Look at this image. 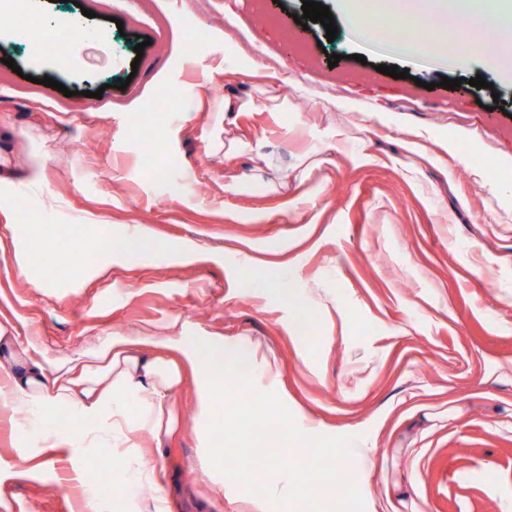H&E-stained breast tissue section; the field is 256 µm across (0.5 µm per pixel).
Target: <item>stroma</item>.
Returning a JSON list of instances; mask_svg holds the SVG:
<instances>
[{
  "mask_svg": "<svg viewBox=\"0 0 512 512\" xmlns=\"http://www.w3.org/2000/svg\"><path fill=\"white\" fill-rule=\"evenodd\" d=\"M301 6L27 0L83 31L56 56L0 24V236L22 235L32 268L0 256V312L51 356L160 335L174 319L259 345L278 372L255 366L225 395L224 430L251 448L284 413L312 427L315 451L368 449L371 494L345 490L338 512H370L415 459L418 488L397 512H512V83L479 60L414 63L344 31L326 42L320 23L295 22ZM187 28L206 36L187 46ZM141 37L151 44L138 55ZM479 75L486 87L470 86ZM260 86L284 108L247 110ZM417 133L421 154L403 146ZM75 224L139 225L203 252L117 254L100 273L47 276L38 250L88 252ZM249 273L266 287H247ZM300 307L313 312L303 340ZM178 405L160 473L173 512H236L261 495L237 480L230 450L225 491L198 494L191 388ZM70 469L48 453L39 476L1 483L0 497L13 512H77Z\"/></svg>",
  "mask_w": 512,
  "mask_h": 512,
  "instance_id": "obj_1",
  "label": "stroma"
}]
</instances>
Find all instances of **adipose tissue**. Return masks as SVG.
<instances>
[{"instance_id": "obj_1", "label": "adipose tissue", "mask_w": 512, "mask_h": 512, "mask_svg": "<svg viewBox=\"0 0 512 512\" xmlns=\"http://www.w3.org/2000/svg\"><path fill=\"white\" fill-rule=\"evenodd\" d=\"M431 12L441 19L437 29L418 32L400 24L398 14L417 18ZM339 18L353 34L371 38L374 29H386L392 40L412 56L445 52L457 64L469 57L460 50L468 31L465 20L488 33L512 30V0H341ZM258 349L232 346L220 336H109L91 348L62 357L42 351L38 336L21 319L0 320V411L8 414L13 429L35 438L34 447L22 449L18 464L25 473L36 472L34 460L46 448L62 449L77 465L74 480L81 512H108L99 495V482L89 459L106 455L130 482L154 489L152 512H169L168 498L156 481L160 455L140 451L128 455L132 439L147 437L162 446L177 427V394L193 382L198 406L197 428L201 449L198 468L210 486L224 484V437L218 434L213 414L219 382L226 374L248 379ZM136 400L140 414L126 420L122 407ZM364 448L344 447L310 459L323 470L325 480L315 486L291 485L284 470L270 475V497L245 500L243 512H268L270 498L292 502L299 512H323L332 496V482L349 477L348 461L367 458Z\"/></svg>"}]
</instances>
